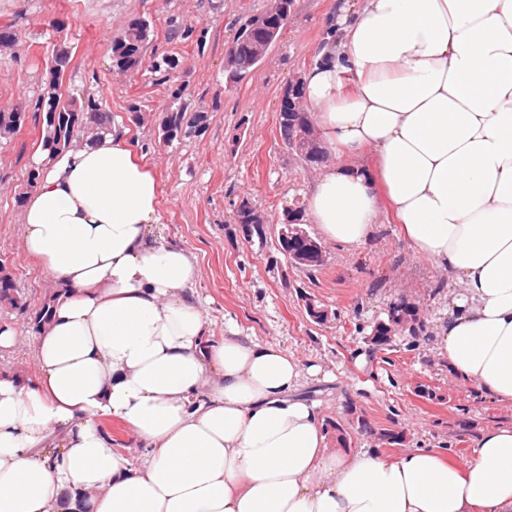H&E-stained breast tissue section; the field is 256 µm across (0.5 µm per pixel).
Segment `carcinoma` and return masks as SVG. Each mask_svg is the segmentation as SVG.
Segmentation results:
<instances>
[{"label":"carcinoma","instance_id":"cac0c4a2","mask_svg":"<svg viewBox=\"0 0 512 512\" xmlns=\"http://www.w3.org/2000/svg\"><path fill=\"white\" fill-rule=\"evenodd\" d=\"M149 34V22L135 19L130 22L121 36L112 44V63L117 73L125 75L129 72L145 70L157 84L170 80L179 66V59L169 53L155 54L146 57V41ZM49 69L51 80L32 105L31 112L42 120V149L53 153L60 149L70 148L76 144L80 133L87 126H93L101 132L111 129L108 112L103 100L89 94L81 100L63 97L60 91L61 82L72 70V56L66 50H59L52 55ZM184 86L179 85L171 92V100L166 107L162 121L163 136L173 141L186 138L195 132L196 123L201 116L187 117L186 102L183 100ZM28 118L26 112L0 111V138H8L19 131ZM294 215L287 216L286 222L280 224L278 231V251L285 249H301L306 243H320V240L307 236L305 240H295L288 236V223ZM55 293L49 292L34 316L23 322L24 329L33 334L38 333L50 319ZM305 310L316 324H323L329 318L328 310L317 300L305 297ZM10 308L24 315L28 312L29 303L22 291L17 288L5 261L0 260V307ZM405 323V330L415 334L423 328V321L411 303L396 300L388 306L387 321L375 326L371 341L377 346L387 345L396 335V325Z\"/></svg>","mask_w":512,"mask_h":512}]
</instances>
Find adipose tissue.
I'll return each mask as SVG.
<instances>
[{"label":"adipose tissue","instance_id":"obj_1","mask_svg":"<svg viewBox=\"0 0 512 512\" xmlns=\"http://www.w3.org/2000/svg\"><path fill=\"white\" fill-rule=\"evenodd\" d=\"M304 74L329 161L298 220L361 247L392 218L453 283L437 349L512 405V0H340ZM21 248L59 290L37 375L0 374V512H512V427L464 462L332 448L270 342L211 338L161 185L119 132L54 155ZM122 421L138 456L99 422Z\"/></svg>","mask_w":512,"mask_h":512}]
</instances>
